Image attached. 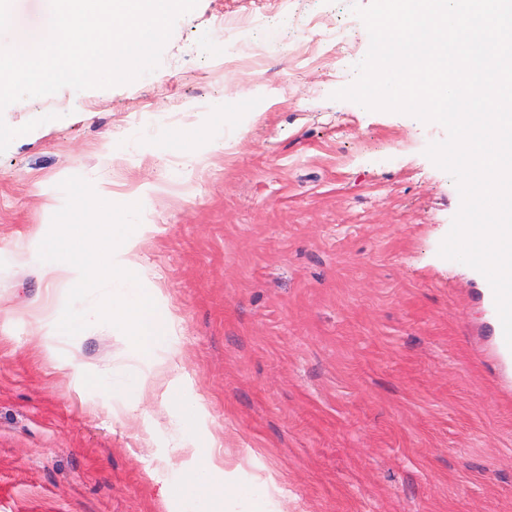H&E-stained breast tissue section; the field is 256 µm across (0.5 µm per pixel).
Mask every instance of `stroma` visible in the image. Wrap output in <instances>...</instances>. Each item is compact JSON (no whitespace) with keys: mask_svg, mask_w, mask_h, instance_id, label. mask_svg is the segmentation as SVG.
Listing matches in <instances>:
<instances>
[{"mask_svg":"<svg viewBox=\"0 0 512 512\" xmlns=\"http://www.w3.org/2000/svg\"><path fill=\"white\" fill-rule=\"evenodd\" d=\"M368 2L198 0L152 73L0 112L46 119L0 153V512H180L208 492L181 446L219 449L268 512H512V352L487 279L438 254L460 195L425 150L447 133L332 97ZM253 14L263 64L225 62L222 21ZM70 176L142 205L170 395L91 388L133 348L51 329L34 255Z\"/></svg>","mask_w":512,"mask_h":512,"instance_id":"stroma-1","label":"stroma"}]
</instances>
